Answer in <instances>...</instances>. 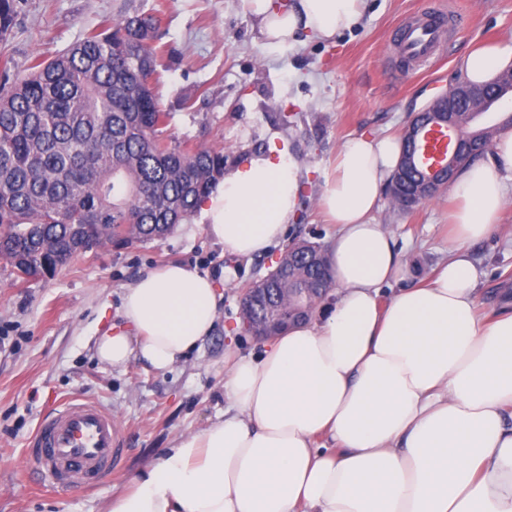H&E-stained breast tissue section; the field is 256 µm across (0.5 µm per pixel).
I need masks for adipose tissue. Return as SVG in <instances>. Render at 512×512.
Here are the masks:
<instances>
[{"label":"adipose tissue","mask_w":512,"mask_h":512,"mask_svg":"<svg viewBox=\"0 0 512 512\" xmlns=\"http://www.w3.org/2000/svg\"><path fill=\"white\" fill-rule=\"evenodd\" d=\"M271 47L329 40L365 0H242ZM512 64V46L466 55L470 81ZM394 136L345 139L317 206L336 227L326 251L332 309L226 360L221 418L148 464L110 512H512V306L488 314L469 245L497 229L512 193V130L460 170L448 257L410 277L374 213L402 153ZM295 157L234 170L201 204L206 233L240 257L268 251L301 207ZM209 274L173 263L122 298V328L95 340L100 362L172 369L210 336L222 307Z\"/></svg>","instance_id":"obj_1"}]
</instances>
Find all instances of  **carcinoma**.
Masks as SVG:
<instances>
[{
    "instance_id": "cac0c4a2",
    "label": "carcinoma",
    "mask_w": 512,
    "mask_h": 512,
    "mask_svg": "<svg viewBox=\"0 0 512 512\" xmlns=\"http://www.w3.org/2000/svg\"><path fill=\"white\" fill-rule=\"evenodd\" d=\"M24 5L0 0V39ZM159 39L156 16L121 10L26 74L0 73V259L17 277L46 278L106 242L160 241L224 179L230 154L166 134L152 86ZM507 128H484L472 159ZM305 248L294 243L280 260L272 299L292 321L335 288L325 250L309 260Z\"/></svg>"
}]
</instances>
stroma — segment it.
Returning <instances> with one entry per match:
<instances>
[{
  "label": "stroma",
  "mask_w": 512,
  "mask_h": 512,
  "mask_svg": "<svg viewBox=\"0 0 512 512\" xmlns=\"http://www.w3.org/2000/svg\"><path fill=\"white\" fill-rule=\"evenodd\" d=\"M122 0H27L0 41V60L25 74L31 61L81 40L117 14ZM161 17L155 91L179 141L232 152L235 165L272 148L288 149L305 174L296 222L282 244L242 258L209 237L201 216L164 239L74 256L47 279H17L0 260V512H110L114 496L179 438L223 414L224 359L259 355L260 343L240 327L243 288L264 276L286 244H326L335 227L316 202L323 168L351 135L400 134L454 80L461 61L484 44H512V0H368L362 19L332 41L271 48L260 40L241 0H131ZM468 14L431 63L400 66L395 43L402 25L425 13ZM448 189L413 210L374 217L387 225L397 251L425 273L448 249ZM483 268L482 297L494 310L500 291L512 292V203L501 225L470 246ZM185 263L213 277L224 295L216 329L172 370L133 360L100 363L94 338L121 324L126 288L149 270ZM111 410L124 454L120 466L92 490L21 484L27 445L42 417L70 397Z\"/></svg>",
  "instance_id": "stroma-1"
}]
</instances>
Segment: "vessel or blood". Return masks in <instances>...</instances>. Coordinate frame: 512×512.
Returning a JSON list of instances; mask_svg holds the SVG:
<instances>
[{
  "instance_id": "b4317fda",
  "label": "vessel or blood",
  "mask_w": 512,
  "mask_h": 512,
  "mask_svg": "<svg viewBox=\"0 0 512 512\" xmlns=\"http://www.w3.org/2000/svg\"><path fill=\"white\" fill-rule=\"evenodd\" d=\"M434 24L413 23L402 33L401 49L418 62H427L442 40ZM28 455L41 480L57 487L96 486L102 473L117 468L123 450L109 411L74 399L47 414L38 424Z\"/></svg>"
}]
</instances>
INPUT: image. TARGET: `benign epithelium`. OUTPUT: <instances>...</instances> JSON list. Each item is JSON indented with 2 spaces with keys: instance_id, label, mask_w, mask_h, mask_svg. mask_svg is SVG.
Masks as SVG:
<instances>
[{
  "instance_id": "7a95c632",
  "label": "benign epithelium",
  "mask_w": 512,
  "mask_h": 512,
  "mask_svg": "<svg viewBox=\"0 0 512 512\" xmlns=\"http://www.w3.org/2000/svg\"><path fill=\"white\" fill-rule=\"evenodd\" d=\"M512 94V85L497 87L488 83L482 86L458 82L451 92L433 101L422 113L415 116L406 128L408 142L423 146L425 157L435 156V161L423 168L418 154L409 157L403 179L411 182L413 198L432 193L452 180V170L458 160L474 149L473 141H464L462 135L454 133L455 125L450 115L469 106L473 112L492 108L506 95ZM279 268L253 281L244 289L240 298V311L246 314L242 328L256 341L288 326V309L271 310L270 297L274 276Z\"/></svg>"
}]
</instances>
